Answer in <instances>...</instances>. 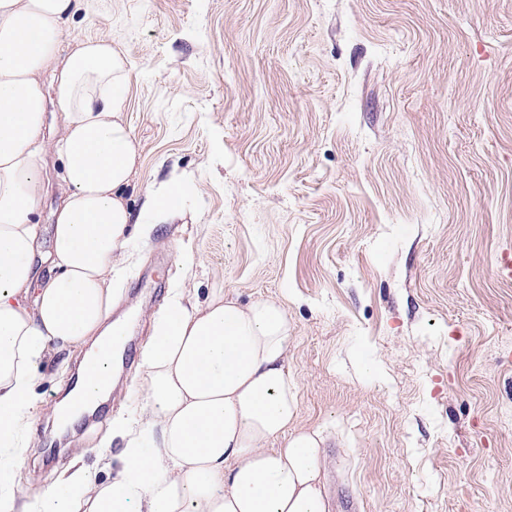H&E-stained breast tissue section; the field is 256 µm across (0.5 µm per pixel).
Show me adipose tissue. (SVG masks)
I'll return each instance as SVG.
<instances>
[{
  "instance_id": "adipose-tissue-1",
  "label": "adipose tissue",
  "mask_w": 512,
  "mask_h": 512,
  "mask_svg": "<svg viewBox=\"0 0 512 512\" xmlns=\"http://www.w3.org/2000/svg\"><path fill=\"white\" fill-rule=\"evenodd\" d=\"M76 9L77 0H0V512H327L321 435L293 427L286 310L220 292L198 302L175 291L156 316L138 414L112 422L125 444L111 480L79 467L31 500L9 488L50 343L124 344L125 325L110 315L129 226L182 213L178 183L148 189L133 212L140 145L125 120L129 63L104 36L62 51ZM50 105L63 118L52 137ZM53 158L62 170L46 277L35 215Z\"/></svg>"
}]
</instances>
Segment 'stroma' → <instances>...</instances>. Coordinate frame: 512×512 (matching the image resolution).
<instances>
[{
    "label": "stroma",
    "mask_w": 512,
    "mask_h": 512,
    "mask_svg": "<svg viewBox=\"0 0 512 512\" xmlns=\"http://www.w3.org/2000/svg\"><path fill=\"white\" fill-rule=\"evenodd\" d=\"M127 55L134 186L182 181L113 282L132 359L59 434L85 349L50 343L13 488L36 496L134 415L171 292L288 314L296 426L320 430L328 512H512V0H79L65 40Z\"/></svg>",
    "instance_id": "35a3bbf8"
}]
</instances>
